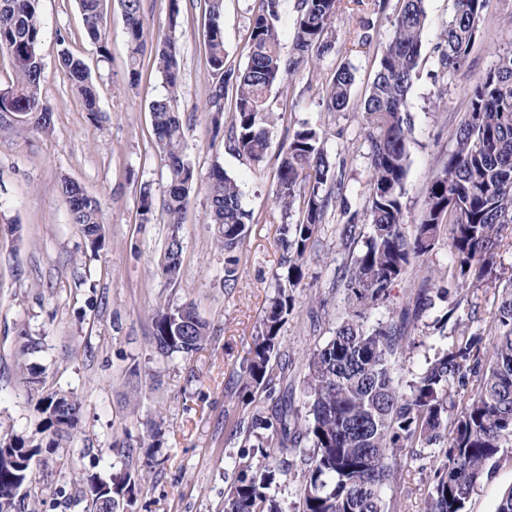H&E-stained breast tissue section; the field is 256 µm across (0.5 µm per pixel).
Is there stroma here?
I'll list each match as a JSON object with an SVG mask.
<instances>
[{"label": "stroma", "instance_id": "35a3bbf8", "mask_svg": "<svg viewBox=\"0 0 512 512\" xmlns=\"http://www.w3.org/2000/svg\"><path fill=\"white\" fill-rule=\"evenodd\" d=\"M336 16V51L316 69L302 68L290 89L270 94L271 150L254 168L213 139L203 110L211 84L204 46L205 2L182 0L179 39L181 87L178 109L185 122V156L197 184L180 230L163 213L139 223L140 190L155 198L166 190L156 149L150 104L167 93L154 61L153 44L166 29L169 0H144L147 47L138 81L128 77L129 46L118 0H105L110 58L98 59L85 32L78 0H40L45 68L41 87L52 109L51 133L16 135L0 130V436L39 444L32 481L10 512H84L89 475H130L133 487L124 512H223L234 477L231 459L241 446L237 424L248 423L238 374L248 358L279 270L281 213L275 205L276 160L289 131L308 123L325 131L329 157L347 160L346 187L305 261L296 303L283 328V343L300 372L302 358L331 336L346 311L334 289L339 267L350 261L338 229L367 206L369 162L359 103L392 37L383 26L370 48L351 51V40L370 6L342 0ZM257 0H224L227 67L245 65L251 17ZM453 0H427V21L418 66L408 94L412 132L404 202L406 231L424 207V189L441 157L451 153L468 98L479 76L512 50V0H487L479 31L459 71L438 63L442 34ZM89 67L100 112L91 117L58 65V36ZM356 69L351 104L328 113L322 89L337 65ZM221 166L237 179L242 206L255 219L242 246L237 279L224 281V254L207 224L205 183ZM69 177L96 196L103 209L106 243L91 252L79 225L70 222L59 193ZM183 253L175 279L155 268L172 233ZM193 303L209 326L201 349L160 355L152 343V314L160 307ZM74 392L82 403L77 429L48 444L38 399Z\"/></svg>", "mask_w": 512, "mask_h": 512}]
</instances>
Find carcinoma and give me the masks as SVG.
Instances as JSON below:
<instances>
[{
    "label": "carcinoma",
    "mask_w": 512,
    "mask_h": 512,
    "mask_svg": "<svg viewBox=\"0 0 512 512\" xmlns=\"http://www.w3.org/2000/svg\"><path fill=\"white\" fill-rule=\"evenodd\" d=\"M104 0H79L88 36L108 54ZM340 0H298L293 55L284 59L279 42L280 0H258L251 23L247 63L241 70L225 64L222 0H207L205 47L212 83L205 111L211 115L212 139L224 133L226 99L233 101L228 141L233 151L255 167L270 152L267 125L272 115L269 93L299 68L322 59L335 48L332 24ZM374 0L371 18L358 38L371 46L383 22L393 37L383 51L368 93L360 102L364 141L368 148L367 223L363 248L343 266L337 281L345 290L347 311L332 336L306 353L304 372L296 379L283 350L282 329L295 305L302 266L314 245L333 199L344 188L324 146V131L302 123L277 157L275 203L281 212L277 242L282 250L274 292L268 299L240 382L246 404L253 406L251 424L232 466L236 478L224 500V512H282L277 489L296 483L299 512H406L410 491L402 485L409 463L426 472L427 512H466L476 486L489 478L512 446V281L501 287L498 313L483 333L462 330L447 347L448 322L462 303L496 283L498 247L512 227V53L479 78L465 118L455 134L454 150L441 161L425 188V209L413 237L405 223V178L411 119L407 96L418 67L426 0ZM487 0H454L443 32L439 64L446 73L464 66L478 32ZM39 0H0V51L10 53L15 68L12 86L0 92V128L17 134L53 129V113L41 96L44 70L39 53L42 20ZM130 45L129 75L139 78L144 47L143 0H119ZM180 0H170L167 32L155 44V62L164 74L168 94L150 105L152 129L166 170L162 212L174 227L183 224L196 182L185 160L184 126L177 109L180 88L178 44ZM61 69L85 109L99 112L88 66L58 38ZM355 70L340 64L326 83V111L347 109ZM59 192L70 220L82 227L92 249L104 245L98 199L64 177ZM205 192L214 243L224 251V282L235 280L240 250L252 223L241 204L235 178L215 165ZM139 223L152 222L155 199L140 193ZM297 217L296 223L288 218ZM358 217L340 230L347 245L357 243ZM448 235L454 262L445 269L420 263ZM178 232H173L156 273L180 266ZM419 262L422 288L406 298L397 317L368 323L367 312L390 302L393 286L413 262ZM153 343L161 353H190L201 348L207 324L186 303L162 307L152 316ZM423 325L432 339L424 363L407 381L396 376L400 360L417 347L411 329ZM487 356L480 357L482 345ZM301 383L303 406L294 401ZM42 432L55 438L69 434L80 421L81 402L70 392L39 398ZM28 449L35 461L38 446L19 436L0 438V497L11 493L18 471L4 453ZM99 476L87 480L92 512H116L125 485L112 483L107 500L91 492Z\"/></svg>",
    "instance_id": "1"
}]
</instances>
